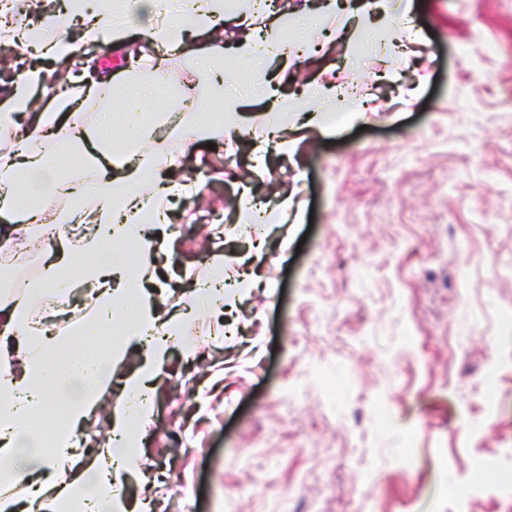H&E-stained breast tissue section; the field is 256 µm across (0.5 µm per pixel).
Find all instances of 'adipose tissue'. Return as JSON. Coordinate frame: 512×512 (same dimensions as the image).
I'll use <instances>...</instances> for the list:
<instances>
[{"mask_svg": "<svg viewBox=\"0 0 512 512\" xmlns=\"http://www.w3.org/2000/svg\"><path fill=\"white\" fill-rule=\"evenodd\" d=\"M21 10L40 11L41 32L36 48L58 61L70 60L75 49L59 28L82 27V40L115 54L128 50L129 26L114 0L87 13L66 14L42 9L40 0H22ZM150 18L148 42L166 53L197 61L195 85L210 90L224 83L207 68L203 54L187 40L188 32L211 35L224 20L220 0H140ZM191 27H184L183 16ZM237 56L256 63L287 56L277 22L256 38L250 18H243L233 48ZM41 69L26 71L10 96L14 116L0 137V254L12 260L39 253L48 282L88 290L87 310L65 330L48 329L41 312V294L29 288L0 301V512H131L121 493L123 482L136 476L139 451L133 423L152 415L151 394L167 370L174 342H181L185 359H194L197 345L181 341L183 317L163 315L159 299L137 288V279L158 281V266L166 250L161 241L144 235L145 211L163 215L187 186L174 179L191 144L222 141L235 123L226 119L199 120L190 110L171 107L157 120L145 121L138 89L162 83V63L134 64L123 71L133 94L120 104L126 148L113 152L112 115L104 113L100 127L89 131L82 116L87 104L105 97L112 79L98 73L86 80L74 74L67 85H50ZM49 91L42 111H32L35 91ZM166 134L167 146L143 150L144 139ZM64 146L94 161L92 174L80 187L65 190L67 174L54 170L49 157ZM39 195V212L20 210V195ZM84 225L74 239L45 240L34 230L38 219ZM109 329L100 338L101 329ZM149 339L143 363L123 380L113 367L129 346ZM105 343L107 351L93 362L78 358L77 350ZM120 385L123 397L107 413L110 435L98 443L91 458L83 456L82 437L97 414L103 393ZM73 390L61 422L52 426L50 443L39 439L35 418L44 403L62 390Z\"/></svg>", "mask_w": 512, "mask_h": 512, "instance_id": "obj_1", "label": "adipose tissue"}]
</instances>
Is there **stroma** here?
Returning a JSON list of instances; mask_svg holds the SVG:
<instances>
[{"instance_id":"1","label":"stroma","mask_w":512,"mask_h":512,"mask_svg":"<svg viewBox=\"0 0 512 512\" xmlns=\"http://www.w3.org/2000/svg\"><path fill=\"white\" fill-rule=\"evenodd\" d=\"M407 2L400 41L339 14L292 25L289 56L259 66L225 30V90L349 82L365 119L346 99L325 132L288 113L286 155L262 140L270 103L255 96L241 136L187 154L199 197L151 227L174 251L164 311L185 310L221 257L260 280L231 316L187 319L201 346L168 354L129 501L179 512L185 486L190 512H512L494 481L468 505L455 496L476 460L512 467V0ZM246 184L270 212L291 196L287 221L238 223Z\"/></svg>"}]
</instances>
